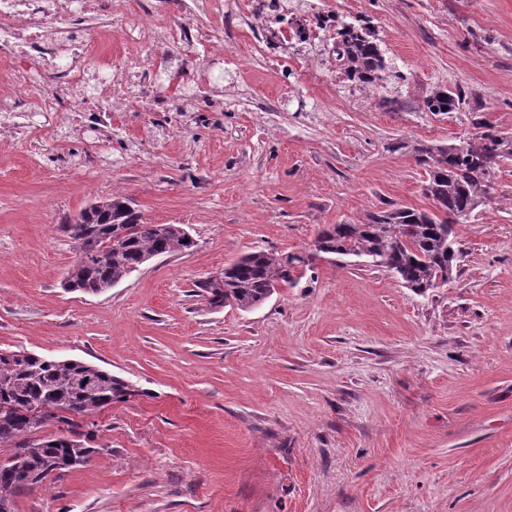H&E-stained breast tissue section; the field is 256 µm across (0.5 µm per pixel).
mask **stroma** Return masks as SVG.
Segmentation results:
<instances>
[{
    "mask_svg": "<svg viewBox=\"0 0 512 512\" xmlns=\"http://www.w3.org/2000/svg\"><path fill=\"white\" fill-rule=\"evenodd\" d=\"M138 0H100L89 52L162 66L165 112L115 104L93 145L58 113L0 127V349L92 363L133 393L83 420L103 452L31 486L17 512H512V162L494 201L456 225L457 277L425 292L361 258L319 254L296 286L249 311L198 284L254 251L312 252L322 228L430 209L416 148L512 133V0H335L369 17L388 57L374 91L304 93L306 63L272 69L223 19L202 97L196 49H127ZM460 111H424L436 85ZM131 198L181 224L190 250L97 294L68 291L58 226Z\"/></svg>",
    "mask_w": 512,
    "mask_h": 512,
    "instance_id": "obj_1",
    "label": "stroma"
}]
</instances>
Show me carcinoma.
<instances>
[{"mask_svg":"<svg viewBox=\"0 0 512 512\" xmlns=\"http://www.w3.org/2000/svg\"><path fill=\"white\" fill-rule=\"evenodd\" d=\"M336 39L346 51V81L378 87L384 81L386 58L370 27L336 23ZM464 101L461 88L437 86L423 109L443 115ZM479 134L457 143L418 149V162L428 174L425 194L433 208H395L370 213L359 224H330L314 241L325 254L365 257L375 266L395 272L408 288L423 292L453 281L460 266L455 249V224L476 209L493 203L491 183L503 163L512 161V135L477 122ZM128 198L114 196L110 204L81 211L62 225L82 254L74 275L76 287L94 293L126 278L156 253L189 250L181 224H147ZM123 241L112 245L114 228ZM310 261L299 253L256 251L224 268V287L204 290L209 304L255 308L281 284L295 285ZM130 395L128 384L96 365L73 359H47L25 350H0V512H16V498L50 475L61 477L101 453L91 445L97 434L79 431L77 419L96 415ZM56 425L58 432L42 434Z\"/></svg>","mask_w":512,"mask_h":512,"instance_id":"1","label":"carcinoma"}]
</instances>
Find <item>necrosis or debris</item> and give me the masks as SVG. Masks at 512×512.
<instances>
[{
  "instance_id": "necrosis-or-debris-1",
  "label": "necrosis or debris",
  "mask_w": 512,
  "mask_h": 512,
  "mask_svg": "<svg viewBox=\"0 0 512 512\" xmlns=\"http://www.w3.org/2000/svg\"><path fill=\"white\" fill-rule=\"evenodd\" d=\"M238 15L257 22L261 40L252 42V55L266 62H283L287 52L328 57L332 45L325 29L336 16L334 7L315 0H233ZM184 22L171 26L168 37L175 44L209 46L211 34L191 22L197 11L220 16L224 0H178ZM96 0H0V66L8 69L11 90L0 95V112H29L51 122L56 112L73 105L74 88L84 85L92 104L87 109L91 125L103 123L114 102L152 112L166 110L164 96L155 94L164 78L162 69L143 73L146 95L134 97L125 89L124 72L100 66L94 85H87L88 51L77 32L97 24ZM39 98H32V91Z\"/></svg>"
}]
</instances>
